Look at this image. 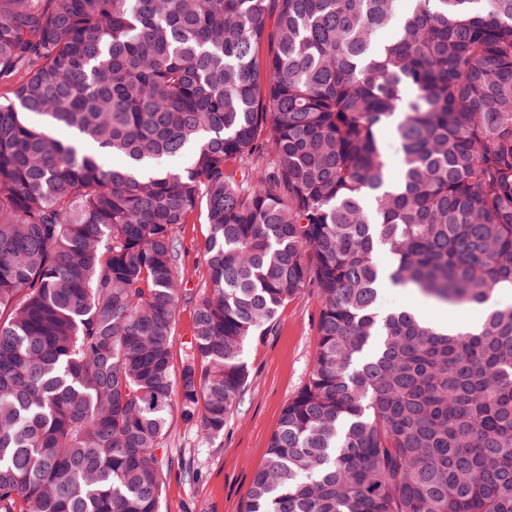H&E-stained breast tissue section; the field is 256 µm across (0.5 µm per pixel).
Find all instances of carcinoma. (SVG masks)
<instances>
[{
    "label": "carcinoma",
    "mask_w": 512,
    "mask_h": 512,
    "mask_svg": "<svg viewBox=\"0 0 512 512\" xmlns=\"http://www.w3.org/2000/svg\"><path fill=\"white\" fill-rule=\"evenodd\" d=\"M7 2L0 512H161L173 407L222 435L247 343L309 289L314 364L245 512H512V0ZM387 283L484 322L381 314ZM176 234L180 249V263L191 273L185 288L188 290V296L194 295L203 289L201 287L206 276L201 247L207 235V225L196 212L187 224L180 226ZM192 315L193 305L184 304L180 309L172 351L171 373L175 383L179 380L186 354L189 351Z\"/></svg>",
    "instance_id": "1"
}]
</instances>
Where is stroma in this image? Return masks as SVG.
<instances>
[{
  "instance_id": "1",
  "label": "stroma",
  "mask_w": 512,
  "mask_h": 512,
  "mask_svg": "<svg viewBox=\"0 0 512 512\" xmlns=\"http://www.w3.org/2000/svg\"><path fill=\"white\" fill-rule=\"evenodd\" d=\"M207 226L200 215L180 226V263L190 272L189 294L200 292L206 276L202 251ZM419 306L428 320L444 323L466 318L465 307L433 303L398 286L383 288L378 307L388 313ZM316 299L306 293L280 308L274 330L247 346L248 379L239 407L223 435L201 439L195 424L180 413L170 417L166 442L172 467L167 475L162 512H244L255 473L265 463L269 439L288 399L305 383L318 343Z\"/></svg>"
}]
</instances>
